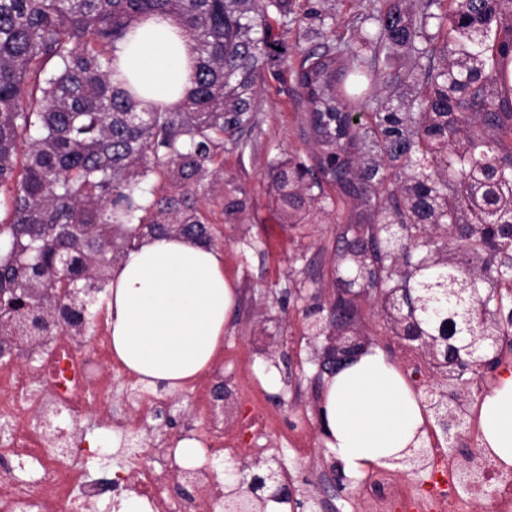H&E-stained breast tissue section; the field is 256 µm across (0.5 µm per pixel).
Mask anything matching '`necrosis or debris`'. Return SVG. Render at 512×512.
Masks as SVG:
<instances>
[{
    "mask_svg": "<svg viewBox=\"0 0 512 512\" xmlns=\"http://www.w3.org/2000/svg\"><path fill=\"white\" fill-rule=\"evenodd\" d=\"M39 391H32L20 372L0 367V461L16 469L37 468L48 483L44 496L31 494L26 482L0 481V512H84V505L99 497L85 463L61 453L56 441L62 423L88 412L96 397H110L112 358L102 350L89 358L63 332L50 336L38 356ZM455 461L443 451L433 455L426 490L398 486L401 512H469L470 501L456 487ZM133 490L146 499L152 512H166L170 486L164 470H136Z\"/></svg>",
    "mask_w": 512,
    "mask_h": 512,
    "instance_id": "obj_1",
    "label": "necrosis or debris"
}]
</instances>
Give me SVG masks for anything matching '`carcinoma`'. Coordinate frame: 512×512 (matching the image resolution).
<instances>
[{"label":"carcinoma","instance_id":"carcinoma-1","mask_svg":"<svg viewBox=\"0 0 512 512\" xmlns=\"http://www.w3.org/2000/svg\"><path fill=\"white\" fill-rule=\"evenodd\" d=\"M292 2L0 0V188L14 187L0 219V290L40 298L64 254L57 287L80 289L69 315L87 329L134 241L213 244L202 200L236 220L249 195H224L212 165L227 140L259 128L257 79L275 58L293 76L314 150L277 159L267 192L293 229L336 225L332 294H298L317 339L309 362L324 336L350 360L368 350L359 300L372 297L386 332L439 378L429 408L458 436L473 376L498 367L512 335V0H422L416 16L406 0H383L366 38L373 58L345 42L295 61L267 27ZM151 14L175 17L193 43L192 87L175 108L112 81L114 44ZM394 52L419 72L388 76L380 54ZM158 174L170 188L146 187ZM238 470L290 497L265 461Z\"/></svg>","mask_w":512,"mask_h":512}]
</instances>
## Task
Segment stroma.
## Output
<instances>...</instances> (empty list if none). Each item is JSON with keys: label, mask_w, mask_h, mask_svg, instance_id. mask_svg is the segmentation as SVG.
I'll return each mask as SVG.
<instances>
[{"label": "stroma", "mask_w": 512, "mask_h": 512, "mask_svg": "<svg viewBox=\"0 0 512 512\" xmlns=\"http://www.w3.org/2000/svg\"><path fill=\"white\" fill-rule=\"evenodd\" d=\"M379 6V0H294L297 23L287 25L277 18L273 31L285 40L289 55L295 59L314 45L315 29L325 30L328 43H338L368 28V17ZM257 113L260 133L251 145L244 150L226 145L217 158L224 167L225 188L245 187L251 196L250 208L235 222L228 221L218 205H210L208 213L212 224L222 231L215 247L224 255V273L237 289V303L224 330L223 355L216 369L200 382L210 387L217 379H224L231 394L227 400L211 401L199 410L190 389L171 395L116 377L111 419L92 411L77 422L83 442L112 451L110 468L91 469L94 480L130 472L137 464L148 465L151 452L176 447L179 440L191 437L201 445L200 465L215 473V486H223L235 459L215 454L218 442L213 432L237 431L246 387L275 414L274 423L254 445L263 449L265 457L280 460L291 473L294 498L313 503L320 497L323 480L333 476L335 459L319 429L320 403L308 381L313 370L307 362V321L301 304L282 298L283 291L296 281H311L316 274L330 279V266L318 247L331 244L333 227L320 225L314 238L303 239L297 231L278 224L264 180L268 161L281 150L303 153L308 149L301 136L304 117L296 105V86L289 71L278 67L264 71ZM248 226L262 240L258 249H248L239 241L240 228ZM274 339L286 353L285 361L278 364L266 362L261 354ZM149 394L159 399V408L171 417V424H163L153 415L137 417L140 401ZM427 475L426 469L412 465L375 469L359 484L347 482L331 490L323 512H383L382 504L368 495L370 486L385 478L419 486Z\"/></svg>", "instance_id": "35a3bbf8"}]
</instances>
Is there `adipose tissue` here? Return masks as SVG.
Here are the masks:
<instances>
[{
	"instance_id": "obj_1",
	"label": "adipose tissue",
	"mask_w": 512,
	"mask_h": 512,
	"mask_svg": "<svg viewBox=\"0 0 512 512\" xmlns=\"http://www.w3.org/2000/svg\"><path fill=\"white\" fill-rule=\"evenodd\" d=\"M116 79L147 101L177 104L192 85V43L170 16L132 29L113 50ZM112 354L149 386L177 392L209 370L224 347L235 290L224 255L181 236L148 238L112 271L105 294ZM481 444L512 469V375L477 406ZM321 431L349 481L391 466L419 448L426 408L376 349L328 378Z\"/></svg>"
}]
</instances>
